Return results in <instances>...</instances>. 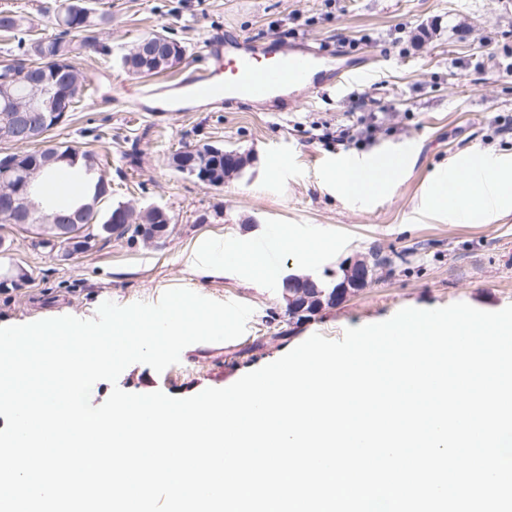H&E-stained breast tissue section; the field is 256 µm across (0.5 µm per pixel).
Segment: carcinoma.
<instances>
[{
    "label": "carcinoma",
    "instance_id": "1",
    "mask_svg": "<svg viewBox=\"0 0 512 512\" xmlns=\"http://www.w3.org/2000/svg\"><path fill=\"white\" fill-rule=\"evenodd\" d=\"M63 14L64 25L58 33L50 36L27 37L19 41L18 50L22 52V58L15 62L0 65V72L8 69L26 70L25 78L12 84V98L0 96V115L9 111L13 101L22 98L28 88V81L42 80L53 86L60 107H46L37 115L41 125L52 131L66 124L75 110L78 100L76 92L84 82V77L74 61L83 48H94L98 45L97 33L102 26L111 21L112 15L101 11L92 5L91 0H61L54 10V14ZM32 28L30 19L23 13L0 8V34L14 37L19 33L28 32ZM181 61V57L162 63L148 58H139L127 51L121 55L122 66L132 75L147 77L157 75L172 69ZM66 67L70 69L68 79L59 80L57 69ZM211 146H188L179 150L172 156V165L177 171L184 169V162H192L196 169L195 178L206 179L213 186L224 184V175L240 173L245 165L242 158L233 160L224 159V153H209ZM29 163L40 167L38 175L41 176L40 197L43 203H47L56 209L65 207L76 210L82 206L91 204L95 199H104L110 194V183L101 173V160L92 149L69 144L67 142H55L49 145L48 151L34 150L24 154L7 153L0 157V175L8 174L15 166ZM68 176L80 182L84 186L81 195L60 203L58 198L46 192V186L57 180V177ZM118 211L113 207L106 212L96 208L88 214L86 223L94 224L100 235L107 237L117 235L127 237L130 241H154L161 239L168 232V219L153 212L136 210V215L131 222L124 221L114 224L112 217ZM35 231L40 236L39 244L55 249L60 246L57 240L59 234L58 225L49 224L43 218L42 212L34 213L32 218ZM336 300V289L326 290L317 284L302 289V295L289 303L288 314L294 315L300 308H305L308 316H313L320 311L322 305H329Z\"/></svg>",
    "mask_w": 512,
    "mask_h": 512
}]
</instances>
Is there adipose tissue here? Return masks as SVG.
<instances>
[{
	"label": "adipose tissue",
	"mask_w": 512,
	"mask_h": 512,
	"mask_svg": "<svg viewBox=\"0 0 512 512\" xmlns=\"http://www.w3.org/2000/svg\"><path fill=\"white\" fill-rule=\"evenodd\" d=\"M398 166L394 159L380 156L367 161L347 157L335 174L338 188L348 198H364L390 194L395 188ZM449 185L447 175H440L426 187L420 202L427 210L446 214L458 209L470 221L488 220L500 207L512 206V166L494 165L488 184L470 183L467 195L461 196L456 207L448 205ZM193 270L212 276L245 272L252 280L262 281L269 272L267 262L247 247L224 248L215 244L205 245L199 256L191 257Z\"/></svg>",
	"instance_id": "1"
}]
</instances>
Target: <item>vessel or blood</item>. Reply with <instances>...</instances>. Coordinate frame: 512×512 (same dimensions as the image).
Instances as JSON below:
<instances>
[{
    "mask_svg": "<svg viewBox=\"0 0 512 512\" xmlns=\"http://www.w3.org/2000/svg\"><path fill=\"white\" fill-rule=\"evenodd\" d=\"M202 55L201 66L181 76L174 97L159 101L155 111L186 110L198 102L211 109L265 104L284 110L290 89L305 86L317 94L325 83L339 85L357 76L354 65L329 68L322 55L307 48L288 53L237 37L208 40Z\"/></svg>",
    "mask_w": 512,
    "mask_h": 512,
    "instance_id": "obj_1",
    "label": "vessel or blood"
}]
</instances>
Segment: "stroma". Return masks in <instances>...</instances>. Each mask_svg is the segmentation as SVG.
<instances>
[{"label": "stroma", "instance_id": "1", "mask_svg": "<svg viewBox=\"0 0 512 512\" xmlns=\"http://www.w3.org/2000/svg\"><path fill=\"white\" fill-rule=\"evenodd\" d=\"M103 3L112 20L99 40L111 53L89 51L77 59L94 85L81 87L77 110L53 136L99 154L111 183L108 205L160 206L173 231L157 244L99 238L90 250L63 260L39 245L33 231L0 226L10 246L0 252V271L22 267L31 274L0 284L1 324L87 314L105 298L122 306L155 303L176 287L253 307L241 337L189 345L178 364L160 373L132 364L117 384L132 393L189 397L231 385L312 334L338 339L346 328L387 320L405 307L461 301L498 311L512 304V210L486 223L457 222L420 205L430 177L463 155L512 162V143L494 133L497 119L512 117V0ZM155 31L183 46L181 62L154 77L128 74L119 64L123 50ZM218 33L271 40L286 52L308 44L334 65L365 58L367 73L321 95L296 88L287 112L125 111L126 101H151L161 83L197 67L204 45ZM358 98L386 126L369 153L411 150L395 191L365 202L341 197L328 184L346 146L329 151L312 139L313 122L352 123ZM203 144L243 152L250 164L220 186L172 167L181 147ZM276 228L311 250L283 252L261 284L232 274L201 275L188 266L203 243L253 244ZM375 247L408 251V262L310 319L289 320L286 277L334 284L345 262Z\"/></svg>", "mask_w": 512, "mask_h": 512}]
</instances>
